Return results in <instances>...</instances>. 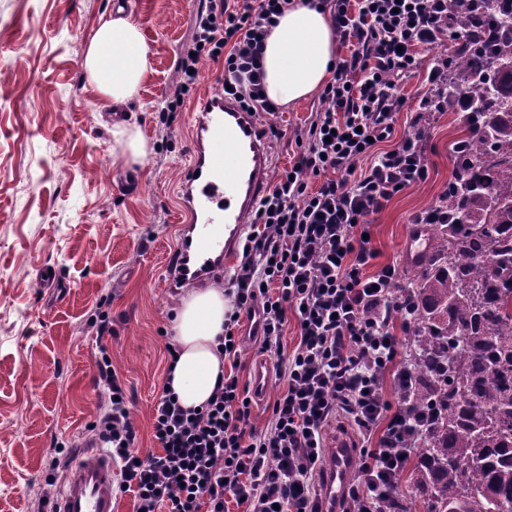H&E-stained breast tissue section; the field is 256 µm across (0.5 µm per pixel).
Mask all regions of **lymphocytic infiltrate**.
<instances>
[{
  "label": "lymphocytic infiltrate",
  "instance_id": "lymphocytic-infiltrate-1",
  "mask_svg": "<svg viewBox=\"0 0 512 512\" xmlns=\"http://www.w3.org/2000/svg\"><path fill=\"white\" fill-rule=\"evenodd\" d=\"M293 0H206L191 43L179 59L182 80L166 96L177 111L194 86L202 59H223L222 86L244 109L278 112L262 93L266 37ZM328 15L348 53L336 61L321 92V107L296 134L300 152L290 171L253 212L240 266L226 290L232 310L225 358H239L234 330L241 317L258 320L257 334L285 388L264 429L252 423L248 388L224 376L198 409L181 407L162 389L153 413L159 452L139 455L126 393L109 356L97 364L101 414L93 443L107 448L122 475L121 492L137 512H322L317 477L325 433L337 412L358 432V482L343 512H382L423 437L429 412L410 401L414 358L393 330L390 312L408 313L387 264L366 238L372 217L397 193L428 176L426 152L436 113L470 111L466 93L448 99V61L478 30L451 36L448 0H312ZM436 50L432 62L423 53ZM425 71V92L406 96L403 85ZM413 131L392 136L401 113ZM393 141L392 149L380 143ZM297 342L284 351L288 322ZM393 397H386L384 383Z\"/></svg>",
  "mask_w": 512,
  "mask_h": 512
}]
</instances>
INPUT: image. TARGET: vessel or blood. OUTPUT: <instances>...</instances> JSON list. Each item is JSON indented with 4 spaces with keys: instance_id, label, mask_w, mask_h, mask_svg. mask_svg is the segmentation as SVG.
Masks as SVG:
<instances>
[{
    "instance_id": "obj_1",
    "label": "vessel or blood",
    "mask_w": 512,
    "mask_h": 512,
    "mask_svg": "<svg viewBox=\"0 0 512 512\" xmlns=\"http://www.w3.org/2000/svg\"><path fill=\"white\" fill-rule=\"evenodd\" d=\"M192 123L190 161L180 186L185 222L179 227L178 259L165 277L172 290L229 272L272 166L256 115L221 91L197 100ZM353 466L349 441L337 439L324 462L325 512H338ZM117 485L110 456L93 448L81 451L63 464L53 512H115Z\"/></svg>"
}]
</instances>
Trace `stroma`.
I'll return each mask as SVG.
<instances>
[{
  "label": "stroma",
  "mask_w": 512,
  "mask_h": 512,
  "mask_svg": "<svg viewBox=\"0 0 512 512\" xmlns=\"http://www.w3.org/2000/svg\"><path fill=\"white\" fill-rule=\"evenodd\" d=\"M203 0H0V512H49L53 463L86 447L100 412L97 361L108 354L129 398L140 453L158 451L153 410L171 360V314L181 294L164 279L177 245L181 178L192 109L215 90L223 62L200 64L175 112L159 109L180 80ZM134 10L152 69L128 105L106 106L82 69L98 25ZM310 97L259 115L273 170L289 167ZM135 125L140 164L112 156V126ZM456 113L431 131L429 177L396 194L371 226L376 265L407 273L415 213L453 170ZM108 317L111 331L93 324Z\"/></svg>",
  "instance_id": "35a3bbf8"
}]
</instances>
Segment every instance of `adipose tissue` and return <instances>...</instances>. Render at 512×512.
<instances>
[{
	"mask_svg": "<svg viewBox=\"0 0 512 512\" xmlns=\"http://www.w3.org/2000/svg\"><path fill=\"white\" fill-rule=\"evenodd\" d=\"M335 45L327 14L309 0H295L266 39V96L281 106L312 96L330 75ZM82 68L99 96L112 106L135 98L151 69L150 47L139 22L130 15L102 21L87 45ZM227 312L220 286L191 292L175 312L176 359L165 380L184 408L206 404L224 375V357L217 347Z\"/></svg>",
	"mask_w": 512,
	"mask_h": 512,
	"instance_id": "ef3b65f1",
	"label": "adipose tissue"
}]
</instances>
